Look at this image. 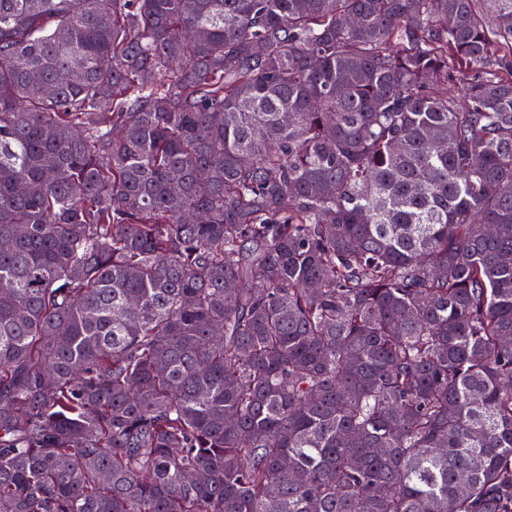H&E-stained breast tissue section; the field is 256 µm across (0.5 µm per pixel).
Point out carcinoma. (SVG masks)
<instances>
[{
  "instance_id": "obj_1",
  "label": "carcinoma",
  "mask_w": 512,
  "mask_h": 512,
  "mask_svg": "<svg viewBox=\"0 0 512 512\" xmlns=\"http://www.w3.org/2000/svg\"><path fill=\"white\" fill-rule=\"evenodd\" d=\"M193 3L0 0V512H512V0Z\"/></svg>"
}]
</instances>
